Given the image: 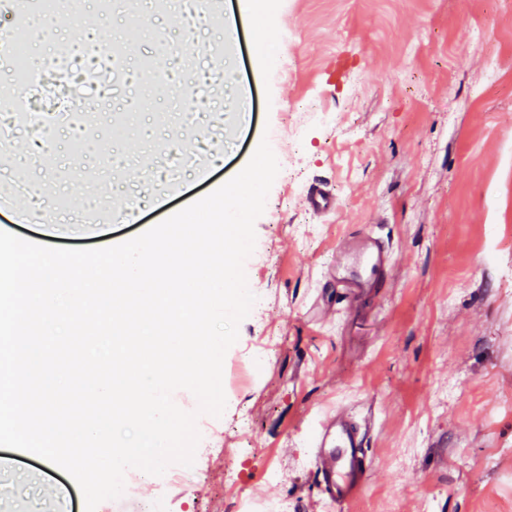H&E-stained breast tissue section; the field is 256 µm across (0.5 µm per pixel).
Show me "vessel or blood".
I'll return each instance as SVG.
<instances>
[{
    "label": "vessel or blood",
    "instance_id": "vessel-or-blood-1",
    "mask_svg": "<svg viewBox=\"0 0 512 512\" xmlns=\"http://www.w3.org/2000/svg\"><path fill=\"white\" fill-rule=\"evenodd\" d=\"M308 210L319 217L335 212L337 197L326 181L314 182L304 196ZM393 265L388 244L364 226L348 233L336 248V299L316 295L319 325L342 321L353 301L366 290L383 285ZM308 446L319 501L327 512H350L366 487L374 465L367 425L352 412L351 403L321 408L311 418Z\"/></svg>",
    "mask_w": 512,
    "mask_h": 512
}]
</instances>
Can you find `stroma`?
I'll return each mask as SVG.
<instances>
[{
  "mask_svg": "<svg viewBox=\"0 0 512 512\" xmlns=\"http://www.w3.org/2000/svg\"><path fill=\"white\" fill-rule=\"evenodd\" d=\"M51 2L21 28L12 0H0V36H22L0 49V82L12 66H45L62 43L124 48L128 76L101 89L39 87L33 104L53 142L34 150L36 133L12 126L0 141V195L46 220L90 223L50 237L0 211L5 230L54 247L117 243L238 174L261 139L280 165L245 262L264 304L225 355L224 413L198 418L213 433L196 452L203 475L187 493L128 469L139 501L162 494L168 512H233L243 494L321 512L303 420L349 394L372 418L375 458L351 512H512V245L486 259L491 228L512 242V0H217L240 33L223 60L210 54L221 34L209 20L183 26L153 0H115L105 14L99 0ZM164 42L179 56L154 77L145 64ZM340 54L349 69L334 90L327 69ZM304 98L338 114L345 134L289 113ZM292 130L302 151L288 147ZM319 179L338 197L323 221L304 203ZM164 194L162 211L151 200ZM356 225L391 247L387 286L323 333L303 312ZM270 336L281 339L276 355L245 373L244 354ZM1 459L0 512H58L69 499L58 468L9 448Z\"/></svg>",
  "mask_w": 512,
  "mask_h": 512,
  "instance_id": "1",
  "label": "stroma"
}]
</instances>
